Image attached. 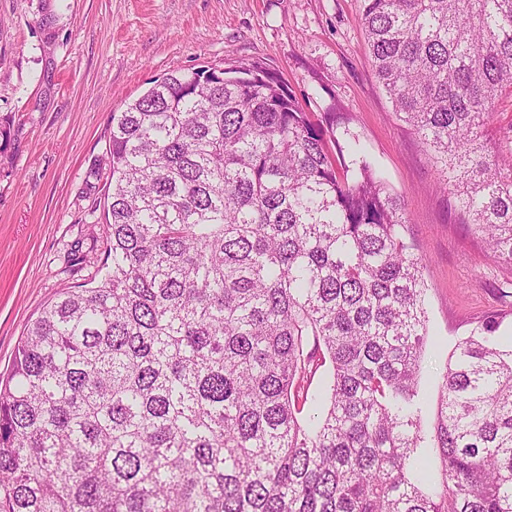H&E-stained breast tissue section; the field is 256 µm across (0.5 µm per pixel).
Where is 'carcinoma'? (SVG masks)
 <instances>
[{
  "label": "carcinoma",
  "instance_id": "carcinoma-1",
  "mask_svg": "<svg viewBox=\"0 0 512 512\" xmlns=\"http://www.w3.org/2000/svg\"><path fill=\"white\" fill-rule=\"evenodd\" d=\"M361 3L393 113L512 268V0ZM351 123L243 61L112 113L106 272L0 381V512H512V336L459 341L428 418L424 262ZM512 123V97L503 98L497 107L496 115L494 118L493 126L498 131L499 136L502 139L501 149H509L511 147L510 141L508 140L507 135L505 134L508 131L510 125Z\"/></svg>",
  "mask_w": 512,
  "mask_h": 512
}]
</instances>
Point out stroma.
Here are the masks:
<instances>
[{
  "label": "stroma",
  "instance_id": "stroma-1",
  "mask_svg": "<svg viewBox=\"0 0 512 512\" xmlns=\"http://www.w3.org/2000/svg\"><path fill=\"white\" fill-rule=\"evenodd\" d=\"M245 60L286 82L312 118L351 114L404 201L422 257L437 394L456 342L490 320L512 334V269L490 257L440 192L424 148L378 83L360 0H0V374L25 326L104 262L111 117L173 70ZM79 247L90 260L71 266Z\"/></svg>",
  "mask_w": 512,
  "mask_h": 512
}]
</instances>
